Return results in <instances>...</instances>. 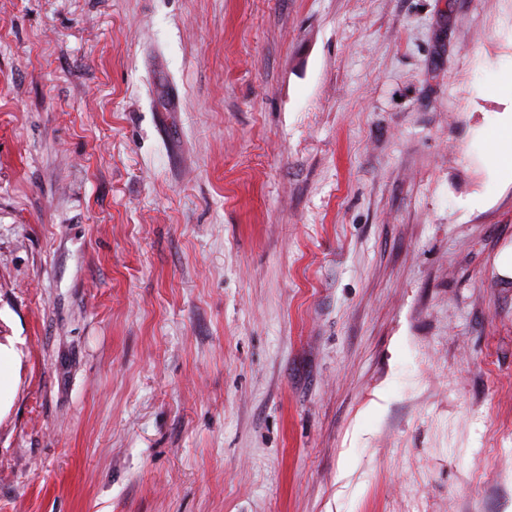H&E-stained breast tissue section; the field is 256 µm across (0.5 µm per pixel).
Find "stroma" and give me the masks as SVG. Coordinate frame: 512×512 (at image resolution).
Here are the masks:
<instances>
[{"mask_svg":"<svg viewBox=\"0 0 512 512\" xmlns=\"http://www.w3.org/2000/svg\"><path fill=\"white\" fill-rule=\"evenodd\" d=\"M512 0H0V512H512ZM487 162L512 179V114L486 133Z\"/></svg>","mask_w":512,"mask_h":512,"instance_id":"obj_1","label":"stroma"}]
</instances>
